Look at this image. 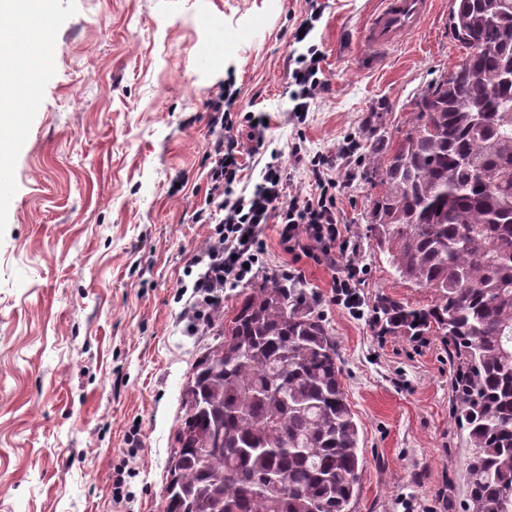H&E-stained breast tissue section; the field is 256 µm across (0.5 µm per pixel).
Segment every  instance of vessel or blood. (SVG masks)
I'll list each match as a JSON object with an SVG mask.
<instances>
[{
  "instance_id": "b4317fda",
  "label": "vessel or blood",
  "mask_w": 512,
  "mask_h": 512,
  "mask_svg": "<svg viewBox=\"0 0 512 512\" xmlns=\"http://www.w3.org/2000/svg\"><path fill=\"white\" fill-rule=\"evenodd\" d=\"M431 0H377L366 28L365 40L384 49L416 31L430 13Z\"/></svg>"
}]
</instances>
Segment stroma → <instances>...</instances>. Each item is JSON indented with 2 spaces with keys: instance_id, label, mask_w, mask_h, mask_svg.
I'll return each mask as SVG.
<instances>
[{
  "instance_id": "35a3bbf8",
  "label": "stroma",
  "mask_w": 512,
  "mask_h": 512,
  "mask_svg": "<svg viewBox=\"0 0 512 512\" xmlns=\"http://www.w3.org/2000/svg\"><path fill=\"white\" fill-rule=\"evenodd\" d=\"M452 5L432 0L418 30L378 52L364 38L376 0H54L50 63L14 94L0 150L13 184L0 194V512H163L181 387L213 341L184 262L214 230L193 215L207 194L208 104L227 85L236 192L275 159L289 193H306L324 154L365 267L356 314L332 302L326 261L301 263L359 428L350 512H465L457 365L437 332L392 335L377 318L382 297L419 307L434 293L388 266L368 231L379 187L364 176L460 57ZM310 45L328 88L297 118L292 57ZM250 112L270 117L260 135Z\"/></svg>"
}]
</instances>
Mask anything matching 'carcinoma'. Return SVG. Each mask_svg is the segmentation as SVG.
<instances>
[{
  "instance_id": "cac0c4a2",
  "label": "carcinoma",
  "mask_w": 512,
  "mask_h": 512,
  "mask_svg": "<svg viewBox=\"0 0 512 512\" xmlns=\"http://www.w3.org/2000/svg\"><path fill=\"white\" fill-rule=\"evenodd\" d=\"M449 26L464 48L451 78L366 165L379 250L435 298L378 310L390 333L448 338L469 509L512 512V0H454ZM213 321L217 343L183 384L164 512H349L359 431L314 300L267 275L229 322L221 304Z\"/></svg>"
}]
</instances>
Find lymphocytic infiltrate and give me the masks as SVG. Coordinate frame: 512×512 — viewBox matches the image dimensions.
<instances>
[{
    "instance_id": "1",
    "label": "lymphocytic infiltrate",
    "mask_w": 512,
    "mask_h": 512,
    "mask_svg": "<svg viewBox=\"0 0 512 512\" xmlns=\"http://www.w3.org/2000/svg\"><path fill=\"white\" fill-rule=\"evenodd\" d=\"M294 62L291 98L295 109L303 111L308 99L325 89L320 77L322 55L318 48L311 46L298 54ZM240 155L237 140L221 137L215 139L208 153L211 168L207 206L196 212L195 221L212 222L216 228L208 246L185 261L186 269L196 266L201 269L193 283L196 319L208 320L225 288L239 286L255 276L266 250L262 231L269 224L277 225L281 242L296 257L346 255L344 271L333 282V299L350 310H359L362 302L356 286L364 269L348 255L350 241L336 213V181L324 172L327 157L318 156L311 161L316 193L288 197L284 194L280 166L275 161L267 164L251 195L236 193Z\"/></svg>"
}]
</instances>
